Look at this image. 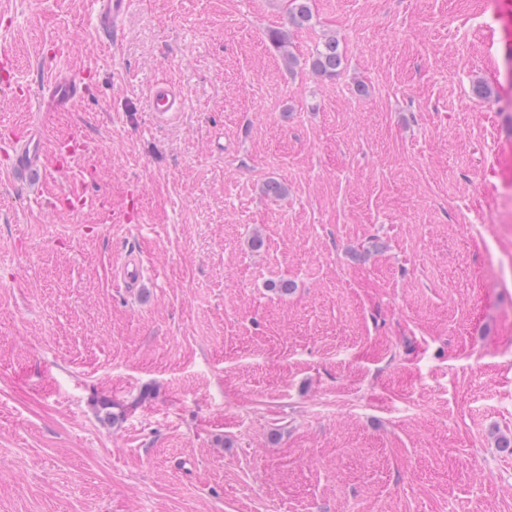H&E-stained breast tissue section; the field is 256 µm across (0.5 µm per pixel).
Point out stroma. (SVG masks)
<instances>
[{
  "label": "stroma",
  "instance_id": "stroma-1",
  "mask_svg": "<svg viewBox=\"0 0 512 512\" xmlns=\"http://www.w3.org/2000/svg\"><path fill=\"white\" fill-rule=\"evenodd\" d=\"M310 6L291 69L285 0H0V512H512V0ZM92 22L108 44H115L122 33L123 21L132 5L131 0H91ZM287 1V25L281 28L269 30L267 38L269 42L282 52V56L288 68L298 64L299 59L290 50V31L293 28H302L311 23L313 14L309 0H286ZM307 62L312 71L321 77L336 76L337 71L344 64L343 51L336 36L328 37L318 44ZM79 84L70 70L59 68L42 83L40 110L61 112L68 109L79 94ZM182 100L170 85L159 86L149 94V109L156 119H174L180 115ZM20 147L18 148V146ZM15 156V166L23 172L36 173L43 171V147L37 134L26 131L25 135L16 138L12 145ZM119 270L120 280L126 288L137 287L144 277L142 261L133 253L125 254L116 261Z\"/></svg>",
  "mask_w": 512,
  "mask_h": 512
}]
</instances>
